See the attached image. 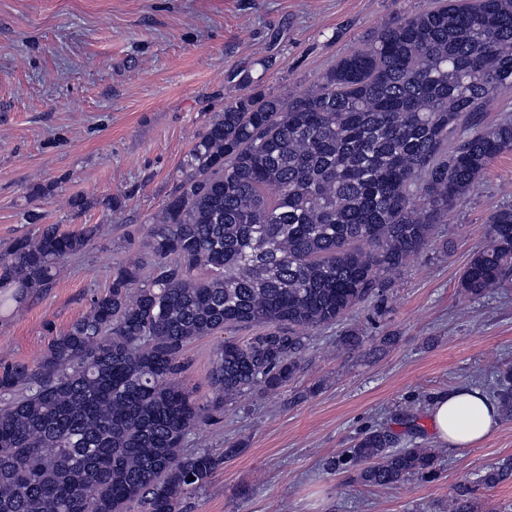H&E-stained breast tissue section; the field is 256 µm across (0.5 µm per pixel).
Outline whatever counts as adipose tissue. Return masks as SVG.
Here are the masks:
<instances>
[{
    "instance_id": "obj_1",
    "label": "adipose tissue",
    "mask_w": 512,
    "mask_h": 512,
    "mask_svg": "<svg viewBox=\"0 0 512 512\" xmlns=\"http://www.w3.org/2000/svg\"><path fill=\"white\" fill-rule=\"evenodd\" d=\"M429 413L439 444L451 453L482 442L497 427L498 406L477 387L449 389Z\"/></svg>"
}]
</instances>
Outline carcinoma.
<instances>
[{
	"mask_svg": "<svg viewBox=\"0 0 512 512\" xmlns=\"http://www.w3.org/2000/svg\"><path fill=\"white\" fill-rule=\"evenodd\" d=\"M512 93V0H435L338 58L312 86L224 103L152 216L148 258L118 265L89 312L40 359L0 367V512H183L224 459L184 452L208 406L182 379L185 346L259 327L215 354L214 406L301 369L304 331L379 298L489 164L512 152V120L486 104ZM0 248V308L54 286L96 227L42 223ZM458 281L471 298L512 272V209ZM493 397L512 416V368ZM384 428L358 436L333 469L371 487L438 477L431 448ZM512 460L488 469L493 488ZM461 487L452 512H474Z\"/></svg>",
	"mask_w": 512,
	"mask_h": 512,
	"instance_id": "carcinoma-1",
	"label": "carcinoma"
}]
</instances>
